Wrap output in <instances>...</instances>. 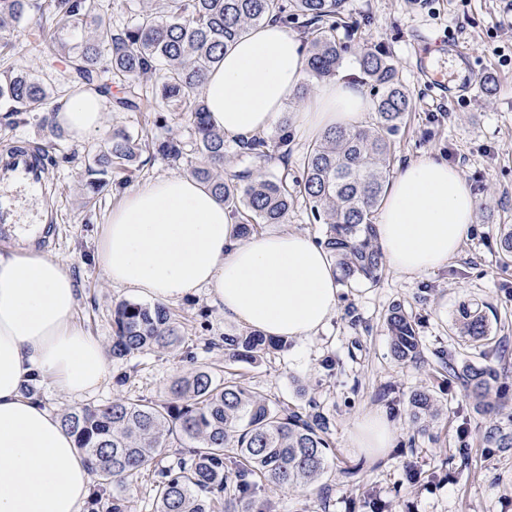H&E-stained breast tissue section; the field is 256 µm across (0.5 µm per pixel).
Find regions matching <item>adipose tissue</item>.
Instances as JSON below:
<instances>
[{
	"label": "adipose tissue",
	"mask_w": 512,
	"mask_h": 512,
	"mask_svg": "<svg viewBox=\"0 0 512 512\" xmlns=\"http://www.w3.org/2000/svg\"><path fill=\"white\" fill-rule=\"evenodd\" d=\"M307 51L277 22L249 30L206 76L212 124L225 137L266 133L305 77ZM112 102L96 89L68 95L54 126L82 142L105 125ZM369 101L356 83L324 82L298 116L304 137L360 122ZM477 208L458 168L424 156L384 187L376 232L390 266L421 275L447 265ZM236 219L192 176L169 174L127 190L100 228L95 263L110 284L170 302L204 288L225 320L285 339L314 336L336 315L329 253L305 233L269 230L241 240ZM79 290L66 265L32 246L0 250V512H82L92 474L33 384L73 397L95 392L107 371L100 339L78 328ZM384 412L361 417L348 445L368 456L393 447Z\"/></svg>",
	"instance_id": "ef3b65f1"
}]
</instances>
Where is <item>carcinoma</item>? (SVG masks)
Here are the masks:
<instances>
[{"mask_svg": "<svg viewBox=\"0 0 512 512\" xmlns=\"http://www.w3.org/2000/svg\"><path fill=\"white\" fill-rule=\"evenodd\" d=\"M159 9L145 11L122 28L102 11V0H0V61L13 56L11 31L23 22L53 31L39 53L62 59L65 70L52 83L24 70L0 73V104L12 112H55V95L69 85H96L112 95V85L126 86L119 108L138 111L159 98L188 122V140L165 136L155 142L161 158L177 164L190 155L198 165L192 175L231 209L238 235L246 238L264 224H283L297 199L308 205L313 220L325 226L323 246L344 284L375 283L385 267L374 214L393 156L394 136L411 111L396 65L385 53L360 56L365 83L374 97V117L365 125L339 127L309 145L301 176L262 173L253 162L274 153L288 154L290 119L283 116L272 136L239 145L241 167L224 176V134L209 120L202 85L207 73L224 60V50L251 27L266 21L286 26L300 23L307 45L308 84L336 76L345 51L336 41V17L343 0H157ZM158 74L145 92L139 79ZM140 139L114 128L99 145L94 164L102 173L128 171L141 156ZM500 259L512 263V224L501 225ZM393 357L418 364L422 343L417 325L401 304L385 318ZM461 337L491 335L488 318L478 307L462 305L453 323ZM180 341V329L160 305L122 301L113 310L109 352L124 360L168 348ZM286 348V342L249 330L224 333V364L255 363ZM448 382L461 386L484 418L480 443L492 450L512 449V414L504 415L505 398L498 388L500 371L492 364H458L437 351ZM441 409L426 390L411 393L408 419L425 433ZM64 429L74 438L97 479L90 512H126V500L110 493L126 486L167 455L177 458L159 469L154 481L153 512H272L262 492L306 484L324 473L331 452L330 419L317 408H290L268 400L242 379L208 368L174 383L158 401L117 396L96 407L66 412ZM423 472L417 462L404 465L403 485L416 486Z\"/></svg>", "mask_w": 512, "mask_h": 512, "instance_id": "carcinoma-1", "label": "carcinoma"}]
</instances>
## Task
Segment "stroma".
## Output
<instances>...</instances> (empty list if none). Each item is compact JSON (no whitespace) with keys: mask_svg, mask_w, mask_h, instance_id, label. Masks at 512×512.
Here are the masks:
<instances>
[{"mask_svg":"<svg viewBox=\"0 0 512 512\" xmlns=\"http://www.w3.org/2000/svg\"><path fill=\"white\" fill-rule=\"evenodd\" d=\"M507 0H344L343 21L336 40L346 52L338 78L360 77L362 49L386 51L399 70L411 99L408 122L394 138V169L431 156L460 169L477 198L475 221L467 239L448 265L411 276L385 268L378 283L341 287L338 309L315 337L289 342L287 349L255 365L232 366L270 400L294 408L317 405L331 420L333 448L327 471L300 488L272 493L276 512H352L370 493L391 503V512H512V451L480 447L472 430L479 421L458 385L443 381L436 353L446 350L456 361H497L495 342H512V266L499 263V227L512 224V27L502 23ZM453 44L480 74L474 90L454 99L419 75L420 56L436 54L438 45ZM106 128H123L142 136L184 133L185 117L164 103L138 112L112 110ZM27 139L51 157L40 197L20 187L8 188L20 225L50 218L55 235L45 252L60 258L80 289L76 322L101 340L112 334V309L120 301L137 300L132 289L107 283L93 261L95 239L123 191L165 174L189 173L142 154L137 170L113 173L96 201L87 199L89 167L103 134L81 143L68 135L49 136L39 112L9 113L0 107V151ZM466 301L482 304L493 325L494 343L482 345L457 338L452 324ZM403 305L417 324L424 361L404 364L394 359L384 316ZM180 327L181 345L124 360L109 361L100 389L73 398L43 386V401L56 412L110 401L115 395L162 399L171 383L200 367H223L222 337L229 324L206 289L170 302ZM125 384H117L118 374ZM426 388L436 397L440 419L428 434L414 432L407 420L408 399ZM384 411L397 438L394 448L376 458L348 448L356 421L371 411ZM469 448L468 463L455 452ZM417 461L438 477L403 488V466ZM358 469L356 481L341 469Z\"/></svg>","mask_w":512,"mask_h":512,"instance_id":"1","label":"stroma"}]
</instances>
